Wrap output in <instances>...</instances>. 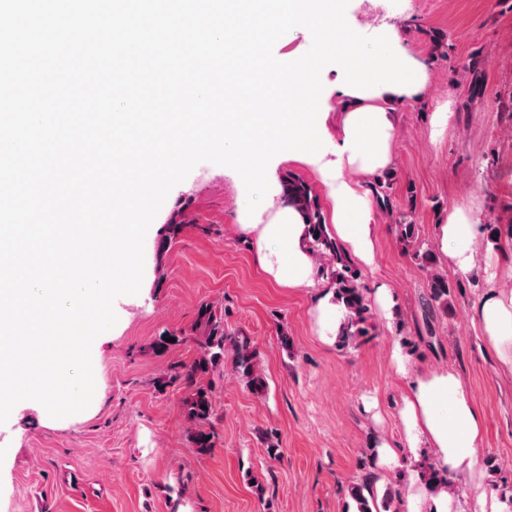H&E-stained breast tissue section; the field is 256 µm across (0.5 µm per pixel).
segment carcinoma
Instances as JSON below:
<instances>
[{
	"mask_svg": "<svg viewBox=\"0 0 512 512\" xmlns=\"http://www.w3.org/2000/svg\"><path fill=\"white\" fill-rule=\"evenodd\" d=\"M391 181V174L386 172L374 185L379 208L389 214L392 213V206L387 189ZM283 185L288 203L303 215L307 246L318 261L319 277L327 283L333 293V301L341 309L337 346L355 349L375 331L360 283V272L353 267L330 225L326 224L318 198L309 184L288 175L283 178ZM394 229L405 252L411 254L418 267L426 273L431 300L442 310H448L449 300L458 284L448 280V276L438 267L433 250L419 241L416 225L396 223ZM195 328L200 330V336L196 339L197 356L189 364L172 366L168 379L160 383V388L174 383L183 386L186 391L182 402L183 412L193 424L190 443L198 452L207 453L215 447V434L206 427L213 414V395L209 387L201 384V380L224 362L227 353L231 354L233 371L250 391L255 394L264 392L266 380L259 367L258 351L252 341L243 335L227 333L224 317L212 306H199ZM168 337L173 338V341H166ZM181 342L183 339L177 334L165 332L155 338L152 347L155 352L164 354ZM376 454L377 449L374 447L363 450L364 464L368 470L348 487L357 512H391L394 494L388 491L380 497L374 488L371 468L374 467ZM418 470L421 479L432 490L450 484L448 478L439 474L431 462L420 465Z\"/></svg>",
	"mask_w": 512,
	"mask_h": 512,
	"instance_id": "cac0c4a2",
	"label": "carcinoma"
}]
</instances>
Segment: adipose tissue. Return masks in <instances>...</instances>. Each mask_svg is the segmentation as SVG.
<instances>
[{
    "label": "adipose tissue",
    "mask_w": 512,
    "mask_h": 512,
    "mask_svg": "<svg viewBox=\"0 0 512 512\" xmlns=\"http://www.w3.org/2000/svg\"><path fill=\"white\" fill-rule=\"evenodd\" d=\"M329 189L330 221L338 240L360 261L374 259V216L366 196L349 179L351 171L363 168L362 159L349 152L327 154L315 165ZM274 216L264 224L249 227L261 269L277 284L289 288L317 287V271L308 251L301 214L285 199L274 200ZM482 230L462 212L448 214L437 240L448 264L460 275L471 274L478 263L497 264L493 253H480ZM487 342L502 364L512 369V292L489 291L477 309ZM403 417L408 427L407 444L426 443L434 450L433 463L448 475L476 477V460L483 439V419L459 378L450 369L415 375L404 398Z\"/></svg>",
    "instance_id": "adipose-tissue-1"
}]
</instances>
